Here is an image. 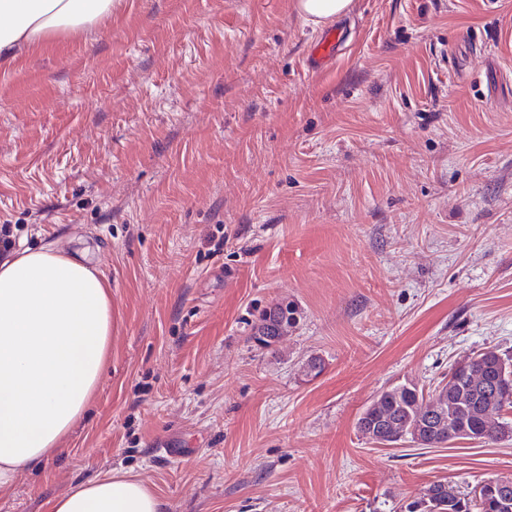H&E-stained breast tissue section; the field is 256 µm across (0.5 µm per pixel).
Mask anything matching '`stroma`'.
Masks as SVG:
<instances>
[{"instance_id":"obj_1","label":"stroma","mask_w":512,"mask_h":512,"mask_svg":"<svg viewBox=\"0 0 512 512\" xmlns=\"http://www.w3.org/2000/svg\"><path fill=\"white\" fill-rule=\"evenodd\" d=\"M291 2L119 0L0 73V226L91 245L112 301L90 407L0 512L115 470L167 512H406L512 479V439L357 428L384 390L512 355V0H353L321 70ZM278 303L297 322L259 346ZM448 489L452 490L454 494L448 493ZM432 501H439L444 504L442 512H468L463 511V506L467 508V501L465 498L460 497L454 489L445 482H436L430 485L422 497L414 501L409 507L408 512H431L428 507ZM428 504V505H426ZM424 505L425 508H421Z\"/></svg>"}]
</instances>
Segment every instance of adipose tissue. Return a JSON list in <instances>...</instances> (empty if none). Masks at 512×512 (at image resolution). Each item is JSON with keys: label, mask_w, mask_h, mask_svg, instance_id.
<instances>
[{"label": "adipose tissue", "mask_w": 512, "mask_h": 512, "mask_svg": "<svg viewBox=\"0 0 512 512\" xmlns=\"http://www.w3.org/2000/svg\"><path fill=\"white\" fill-rule=\"evenodd\" d=\"M113 0H0V71L60 47ZM112 337V303L87 255L20 247L0 260V495L47 459L90 405ZM147 483L115 471L48 502V512H166Z\"/></svg>", "instance_id": "obj_1"}]
</instances>
